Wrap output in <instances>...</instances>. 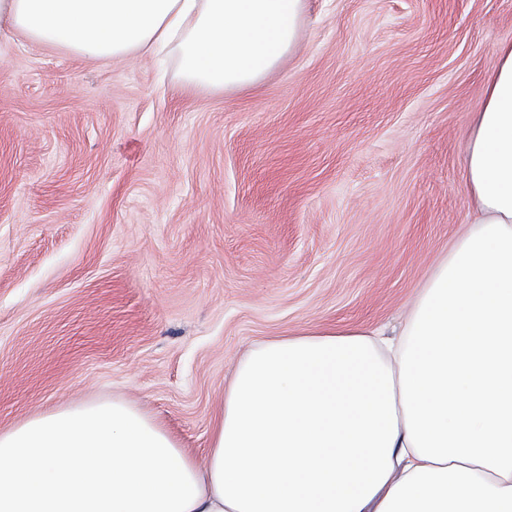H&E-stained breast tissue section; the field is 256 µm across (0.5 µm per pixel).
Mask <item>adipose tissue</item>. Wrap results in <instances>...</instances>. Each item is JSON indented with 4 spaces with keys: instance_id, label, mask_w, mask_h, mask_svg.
I'll return each mask as SVG.
<instances>
[{
    "instance_id": "1",
    "label": "adipose tissue",
    "mask_w": 512,
    "mask_h": 512,
    "mask_svg": "<svg viewBox=\"0 0 512 512\" xmlns=\"http://www.w3.org/2000/svg\"><path fill=\"white\" fill-rule=\"evenodd\" d=\"M305 0H0V40L174 54L186 87L258 84ZM467 228L398 338L327 327L251 349L197 459L115 397L0 430V512H512V42L463 145Z\"/></svg>"
}]
</instances>
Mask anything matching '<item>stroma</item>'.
<instances>
[{
    "label": "stroma",
    "mask_w": 512,
    "mask_h": 512,
    "mask_svg": "<svg viewBox=\"0 0 512 512\" xmlns=\"http://www.w3.org/2000/svg\"><path fill=\"white\" fill-rule=\"evenodd\" d=\"M512 0H306L257 86L0 41V429L112 396L204 457L252 347L393 327L467 224Z\"/></svg>",
    "instance_id": "1"
}]
</instances>
